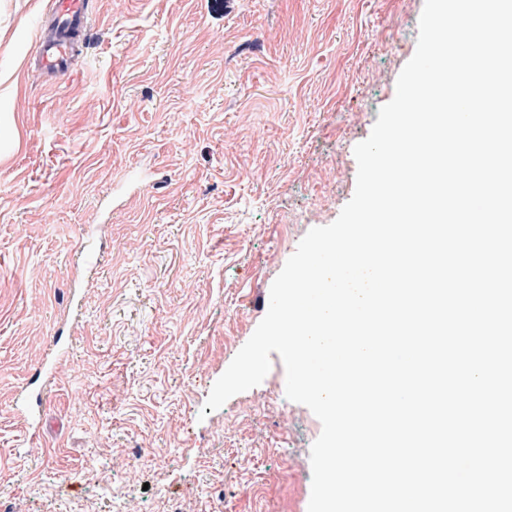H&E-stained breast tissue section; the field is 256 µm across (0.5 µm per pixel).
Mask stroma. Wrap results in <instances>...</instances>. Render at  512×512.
Returning <instances> with one entry per match:
<instances>
[{
	"label": "stroma",
	"instance_id": "obj_1",
	"mask_svg": "<svg viewBox=\"0 0 512 512\" xmlns=\"http://www.w3.org/2000/svg\"><path fill=\"white\" fill-rule=\"evenodd\" d=\"M47 7L0 0V512H308L322 425L279 354L203 406L352 198L424 0H89L43 82ZM61 329L29 436L12 403Z\"/></svg>",
	"mask_w": 512,
	"mask_h": 512
}]
</instances>
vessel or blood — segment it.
I'll return each instance as SVG.
<instances>
[{
  "instance_id": "vessel-or-blood-1",
  "label": "vessel or blood",
  "mask_w": 512,
  "mask_h": 512,
  "mask_svg": "<svg viewBox=\"0 0 512 512\" xmlns=\"http://www.w3.org/2000/svg\"><path fill=\"white\" fill-rule=\"evenodd\" d=\"M89 23L88 0H51L48 22L40 30L39 50L30 66L31 75L48 80L70 70Z\"/></svg>"
}]
</instances>
